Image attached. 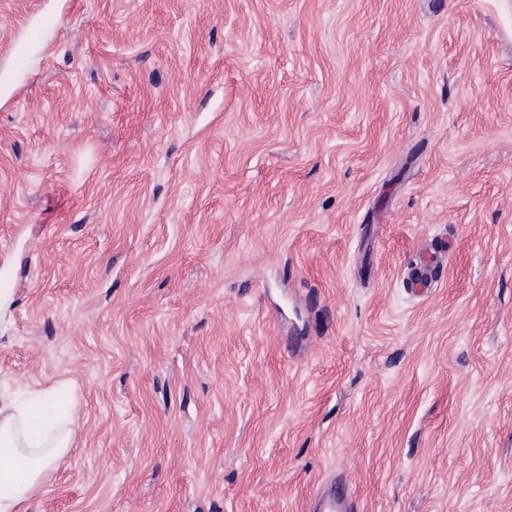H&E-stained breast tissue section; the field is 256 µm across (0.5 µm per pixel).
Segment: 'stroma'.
<instances>
[{"label": "stroma", "mask_w": 512, "mask_h": 512, "mask_svg": "<svg viewBox=\"0 0 512 512\" xmlns=\"http://www.w3.org/2000/svg\"><path fill=\"white\" fill-rule=\"evenodd\" d=\"M60 384L28 512H512V0H0V397ZM434 258L431 257L427 261H422L410 272L408 278L409 288L416 293H424L434 287V279L432 273V264ZM314 512H352V499L344 487L330 486L318 493Z\"/></svg>", "instance_id": "1"}]
</instances>
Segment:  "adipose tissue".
<instances>
[{
	"label": "adipose tissue",
	"mask_w": 512,
	"mask_h": 512,
	"mask_svg": "<svg viewBox=\"0 0 512 512\" xmlns=\"http://www.w3.org/2000/svg\"><path fill=\"white\" fill-rule=\"evenodd\" d=\"M75 433L74 402L60 389L36 392L26 405L0 401V512H25Z\"/></svg>",
	"instance_id": "adipose-tissue-1"
}]
</instances>
